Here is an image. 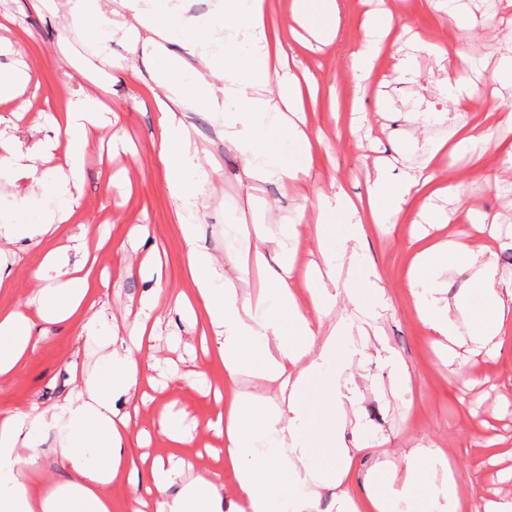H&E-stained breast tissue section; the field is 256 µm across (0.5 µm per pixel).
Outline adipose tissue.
Returning <instances> with one entry per match:
<instances>
[{
	"instance_id": "1",
	"label": "adipose tissue",
	"mask_w": 512,
	"mask_h": 512,
	"mask_svg": "<svg viewBox=\"0 0 512 512\" xmlns=\"http://www.w3.org/2000/svg\"><path fill=\"white\" fill-rule=\"evenodd\" d=\"M267 0H224L223 18L233 23L237 47L249 54L253 67L243 75L225 71L224 111L219 118L224 143L245 159V176L255 181L276 180L297 185L308 177L315 135L304 114L314 87L308 75L292 64L294 47L267 23ZM66 24L79 28L94 23L101 37L112 28L132 33L159 62L153 90L171 98L161 119L166 132L159 157L166 167L168 190L178 202L177 221L185 249L186 271L194 285L193 298L179 304L200 313L211 331L210 343L216 359L224 365V384L216 392L224 409L209 427L223 441L224 466L230 470L232 501H225L220 475L203 473L184 482V459L155 460L148 484L132 490L125 512H316L323 491H332L338 512H358L345 482L358 449L348 447L341 426L346 418L337 392L345 366L351 360L345 346L346 325L324 331L322 315L332 296L322 277L307 278L309 305L300 307L293 290V259L283 261L268 279L280 297L278 312H259L251 294L234 285L246 280L247 260L238 254L219 260L199 243L194 215L203 205L211 182L193 146L192 131L184 115L210 108L216 91L206 80L207 47H200L195 65H188L173 51L192 23L166 10L161 0H121L120 9L107 0H67ZM395 24L389 10L379 11L365 23L364 39L352 54L350 81L363 87L370 78L384 38ZM272 119L259 124V115ZM112 122L97 94L70 99L63 112L50 116L48 124L62 133V140L44 138L26 146L7 137L0 129V166L18 172L28 190L52 195L57 205L36 221L0 224V240L41 242L53 238L72 215L74 191L85 175L90 138ZM445 141L429 143L421 167L406 175L401 188L390 186L387 171L376 167L367 199L356 204L344 191L324 198L325 214L342 220L347 238L360 237L365 223H398L410 191L436 196H461L460 185L438 187L432 170ZM62 151L54 167L42 162ZM500 242L489 237L480 253L466 245L425 243L415 257L417 273L409 282L414 308L449 345H457L451 305L442 303L427 267L440 249L468 258L475 269L480 297L473 308L472 341L477 350L495 351L500 338L512 331V284L497 276L493 260ZM96 261L83 235L71 245L50 251L33 277L38 284L34 314L18 310L0 312V377L13 374L19 363L36 350L50 327L81 321L86 338L108 350L95 369L73 374L74 390L49 407L0 415V512H112L109 487L135 472L136 463L126 446L138 414L123 411L118 400L135 396L144 372L141 358L153 357L155 326L135 320L130 326H110L101 331L92 310L95 285L90 278ZM353 286L346 295L354 312L374 310L384 300L376 274L350 258ZM236 279H229L225 267ZM251 374L277 384L288 398L283 404H265L239 392L240 375ZM60 433L61 459L72 477L65 483H50L41 489L36 475L42 470L35 443L42 430ZM266 441L268 455L255 449ZM444 473V482L434 493L420 487V469ZM448 502V512H459V486L447 460L436 452L413 449L396 489L366 494L369 512H390L391 502H400L405 512H433V498Z\"/></svg>"
}]
</instances>
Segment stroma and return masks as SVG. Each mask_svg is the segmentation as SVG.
<instances>
[{
	"mask_svg": "<svg viewBox=\"0 0 512 512\" xmlns=\"http://www.w3.org/2000/svg\"><path fill=\"white\" fill-rule=\"evenodd\" d=\"M382 3L400 25L390 32L371 80L356 92L348 80L350 53L363 39L368 13ZM465 3L466 25L460 28L445 19L433 0H341L334 41L316 54L296 44L297 61L317 81L319 109L311 122L322 137L311 152L312 177L307 184L286 187L247 180L244 159L225 146L216 113H188L198 157L211 174L208 200L195 219L201 244L223 258L248 247L245 239H226L225 225L264 223L276 237L279 220L287 214H302L304 223L316 224L318 198L332 195L334 187H342L353 198H366L378 158L387 161L390 180L401 184L403 175L423 162L415 143L425 136L441 139L451 133L450 124L422 126L412 115L447 111L443 84L462 73L454 49L464 41L476 62L467 73L473 93L456 111L462 120L485 123L489 135L477 153L458 151L436 160L440 185H462L464 195L458 201L439 199L448 221L430 229L429 238L459 239L479 250L484 239L479 225L486 216L495 219L503 237L512 236V190L496 189L472 169L474 158H481L487 173H501L512 187V171L502 170L507 152H512V114L486 111L496 102H512V79L498 71L500 59L512 57V6L506 0ZM183 14L195 28L186 41L174 45V52L192 64L198 40L208 42L213 52L206 77L218 87L225 69L248 71L245 53L225 51L237 36L233 27L223 25L219 0H187ZM0 25L36 81L21 100L0 104V119L8 123L15 140L48 135L46 114L62 111L69 98L91 88L85 71L61 55L60 42H69L98 70L113 74L101 91L112 110V125L96 131L90 141L84 182L66 231L85 232L89 246L96 249V309L101 322H133L142 300L159 294L166 317L155 356L199 376L196 386L181 383L154 392L153 402L142 407L138 420L150 438L130 436L129 454L136 460L182 457L193 465L184 475L188 482L196 474L218 470L219 461L204 450L221 445L208 423L221 409L214 390L221 386L224 370L211 355L200 352L191 361L185 352L186 345L198 344L206 325L176 306L177 297L189 294L192 285L183 273V243L159 157L161 107L149 90L156 63L147 54L131 55L129 37L121 31L112 37L111 60L96 57L98 31L91 26L69 29L62 10L41 0H0ZM405 57L417 81L396 70L397 59ZM113 60L124 62L125 70L111 71ZM54 206L50 196L27 194L13 174H0V224H20ZM133 224L145 225L149 243L158 248L160 279L138 271L139 256L127 241ZM411 233L406 220L369 224L360 240L345 244L375 270L390 300L389 308L371 323L352 322L346 340L354 358L342 375L339 400L356 413L359 425L345 427L343 436L347 445L362 449L350 472L352 488L357 497H364L369 483H390L393 473L403 470L410 449L431 448L446 456L460 482L461 512H475L480 499H512V334L504 336L498 356L463 350L454 364L445 365L447 348L417 316L407 286L416 252ZM0 249L13 264L11 287L0 291V310L25 308L35 291L32 274L52 246L21 241ZM263 254L264 265L250 267L245 288L259 298L262 309L274 311L280 303L266 281L281 255L272 244ZM388 353L406 366L408 382H392L384 360ZM101 355L79 324L56 326L13 375L0 378V413L55 404L72 391V371L91 370ZM168 408L188 409L195 435L192 444L177 449L160 435L159 415Z\"/></svg>",
	"mask_w": 512,
	"mask_h": 512,
	"instance_id": "1",
	"label": "stroma"
}]
</instances>
